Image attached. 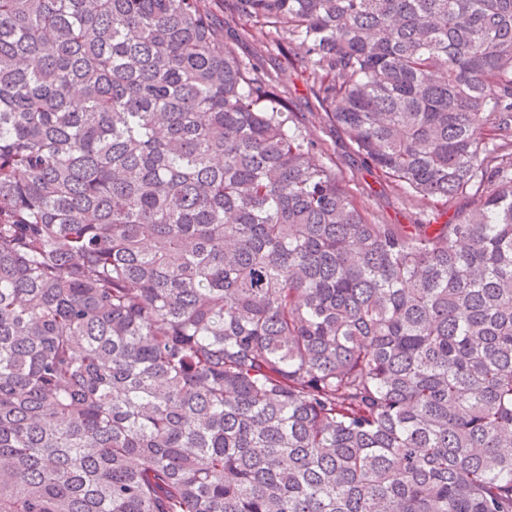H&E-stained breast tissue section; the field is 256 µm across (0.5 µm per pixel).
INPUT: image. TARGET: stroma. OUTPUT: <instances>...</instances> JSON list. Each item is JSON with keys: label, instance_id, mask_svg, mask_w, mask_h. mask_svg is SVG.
Segmentation results:
<instances>
[{"label": "stroma", "instance_id": "obj_1", "mask_svg": "<svg viewBox=\"0 0 512 512\" xmlns=\"http://www.w3.org/2000/svg\"><path fill=\"white\" fill-rule=\"evenodd\" d=\"M232 47L243 62L271 73L282 72V91L291 111L296 112L312 138L328 147L337 177L363 213L372 214L390 224H411L433 211L432 200L411 197L381 185L373 175L362 169L359 158L338 137L335 129L324 121L300 69L288 66L283 56L266 44L259 30L241 33L233 41Z\"/></svg>", "mask_w": 512, "mask_h": 512}]
</instances>
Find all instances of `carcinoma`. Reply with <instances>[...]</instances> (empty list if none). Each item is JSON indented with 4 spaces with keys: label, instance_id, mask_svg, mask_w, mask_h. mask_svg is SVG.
Listing matches in <instances>:
<instances>
[{
    "label": "carcinoma",
    "instance_id": "carcinoma-1",
    "mask_svg": "<svg viewBox=\"0 0 512 512\" xmlns=\"http://www.w3.org/2000/svg\"><path fill=\"white\" fill-rule=\"evenodd\" d=\"M0 512H512V0H0ZM215 21L222 26L224 24V29L240 28L238 18L224 13V9L216 12ZM238 32L240 36L231 45L240 60L272 74L284 70L282 91L291 111L296 112L312 138L328 147L336 176L363 213L372 214L389 224H414L416 219L435 212L432 200L411 197L381 185L362 169L359 158L324 121L300 67L289 66L274 47L266 44L258 29L247 32L239 29Z\"/></svg>",
    "mask_w": 512,
    "mask_h": 512
}]
</instances>
